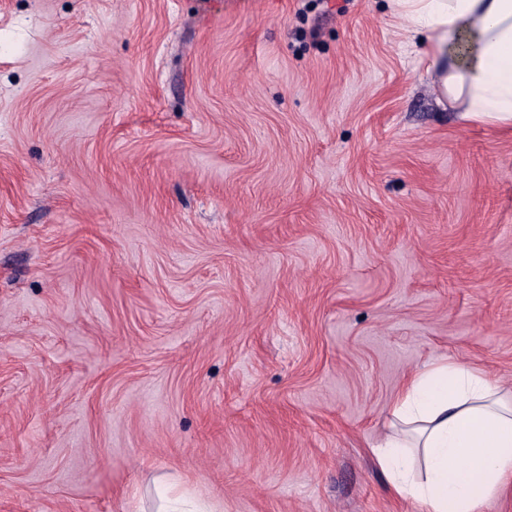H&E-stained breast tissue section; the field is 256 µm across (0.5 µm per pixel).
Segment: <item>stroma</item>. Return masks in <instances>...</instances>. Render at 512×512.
Listing matches in <instances>:
<instances>
[{
	"label": "stroma",
	"mask_w": 512,
	"mask_h": 512,
	"mask_svg": "<svg viewBox=\"0 0 512 512\" xmlns=\"http://www.w3.org/2000/svg\"><path fill=\"white\" fill-rule=\"evenodd\" d=\"M387 0H0V512H423L371 447L512 388V124Z\"/></svg>",
	"instance_id": "obj_1"
}]
</instances>
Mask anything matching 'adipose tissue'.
<instances>
[{
  "mask_svg": "<svg viewBox=\"0 0 512 512\" xmlns=\"http://www.w3.org/2000/svg\"><path fill=\"white\" fill-rule=\"evenodd\" d=\"M426 36L440 101L512 122V0H390ZM394 493L425 512H479L512 484V400L489 374L445 356L410 378L375 447Z\"/></svg>",
  "mask_w": 512,
  "mask_h": 512,
  "instance_id": "obj_1",
  "label": "adipose tissue"
}]
</instances>
